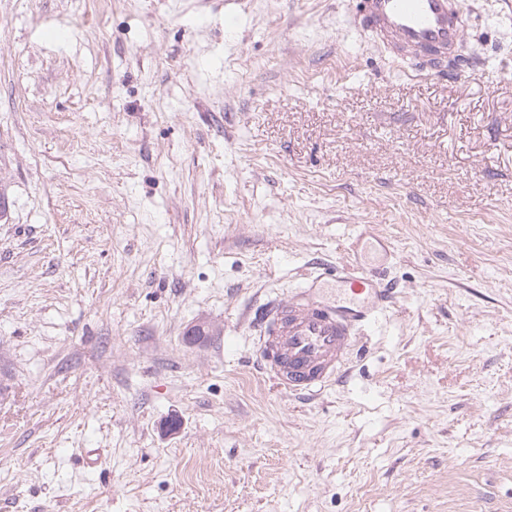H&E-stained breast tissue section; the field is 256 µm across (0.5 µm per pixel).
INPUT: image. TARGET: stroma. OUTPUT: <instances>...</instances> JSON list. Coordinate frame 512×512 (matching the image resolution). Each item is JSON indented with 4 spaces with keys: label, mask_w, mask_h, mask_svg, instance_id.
<instances>
[{
    "label": "stroma",
    "mask_w": 512,
    "mask_h": 512,
    "mask_svg": "<svg viewBox=\"0 0 512 512\" xmlns=\"http://www.w3.org/2000/svg\"><path fill=\"white\" fill-rule=\"evenodd\" d=\"M0 0V512H512V0L462 78L356 0ZM395 297L314 397L251 319Z\"/></svg>",
    "instance_id": "35a3bbf8"
}]
</instances>
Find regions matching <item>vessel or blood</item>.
I'll list each match as a JSON object with an SVG mask.
<instances>
[{"label":"vessel or blood","mask_w":512,"mask_h":512,"mask_svg":"<svg viewBox=\"0 0 512 512\" xmlns=\"http://www.w3.org/2000/svg\"><path fill=\"white\" fill-rule=\"evenodd\" d=\"M355 26L418 76L462 71L464 14L459 0H360ZM315 270L288 300L275 299L253 319L263 372L285 394L314 395L329 386L359 351L361 334L386 307L388 284L349 264L337 268L342 299L321 294Z\"/></svg>","instance_id":"vessel-or-blood-1"}]
</instances>
